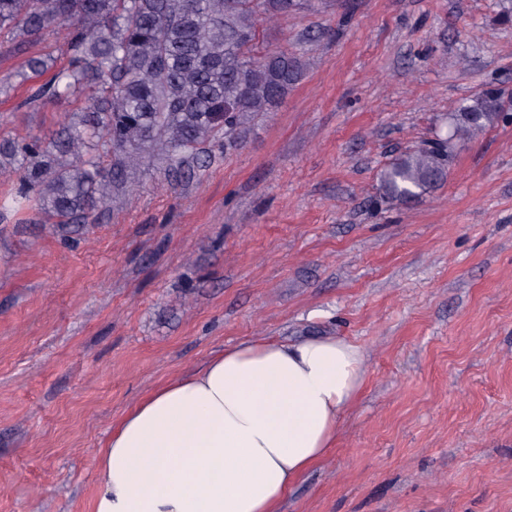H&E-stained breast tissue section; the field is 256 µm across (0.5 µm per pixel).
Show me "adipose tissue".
Masks as SVG:
<instances>
[{
	"instance_id": "obj_1",
	"label": "adipose tissue",
	"mask_w": 512,
	"mask_h": 512,
	"mask_svg": "<svg viewBox=\"0 0 512 512\" xmlns=\"http://www.w3.org/2000/svg\"><path fill=\"white\" fill-rule=\"evenodd\" d=\"M364 351L333 336L254 338L167 381L112 426L90 512H279L336 444Z\"/></svg>"
}]
</instances>
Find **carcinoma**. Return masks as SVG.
I'll use <instances>...</instances> for the list:
<instances>
[{"instance_id":"1","label":"carcinoma","mask_w":512,"mask_h":512,"mask_svg":"<svg viewBox=\"0 0 512 512\" xmlns=\"http://www.w3.org/2000/svg\"><path fill=\"white\" fill-rule=\"evenodd\" d=\"M312 0H0V34L24 43L67 28L64 54L32 57L35 76L52 71L33 100L84 101L50 137L0 138V171L14 196L59 231L97 224L126 192L142 162L171 184L211 164L208 146L244 140L255 119L277 109L302 77L303 57L260 47L262 17L286 18ZM512 119L487 89L449 117L448 141L396 157L380 174L383 199L411 204L448 175L455 142Z\"/></svg>"}]
</instances>
